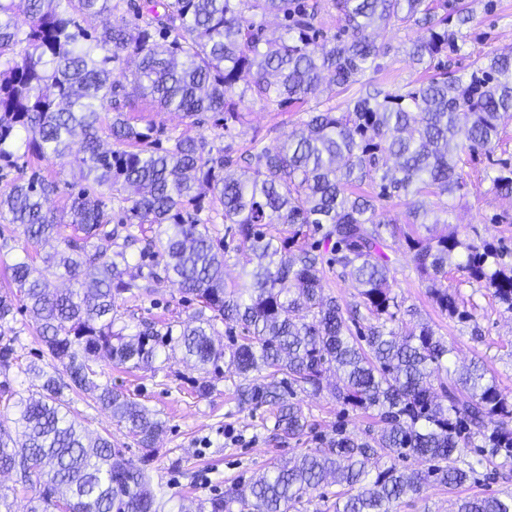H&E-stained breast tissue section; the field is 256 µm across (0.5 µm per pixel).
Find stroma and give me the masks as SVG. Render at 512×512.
Masks as SVG:
<instances>
[{"label": "stroma", "instance_id": "35a3bbf8", "mask_svg": "<svg viewBox=\"0 0 512 512\" xmlns=\"http://www.w3.org/2000/svg\"><path fill=\"white\" fill-rule=\"evenodd\" d=\"M471 19L460 28L465 43L464 52L452 63L457 73H468L472 62L492 52L512 51V0H464ZM421 34L418 27L395 25L378 39L383 53L381 69L366 73L365 81H382L387 88L397 90L414 84L421 68L407 54L411 43ZM133 123H152L167 133L214 137L209 114H202L199 123H190L181 114L155 111L150 101L139 99L126 109ZM301 114L296 109L285 112L261 102L248 105L242 125L224 136V143L235 151L244 150L250 141H258L269 149H277L285 133L295 129ZM485 157L467 165V186L451 201L448 221L461 240L494 244L503 254L504 263H512V196L498 195L490 182L484 181ZM20 172L39 171L55 183L48 205L54 210L67 209L79 190L69 171L58 164L30 158L18 161ZM395 252L390 267L389 283L393 295L408 311L403 318V330L415 325H430L445 341L452 367L463 368L471 361L482 360L495 375L499 387L512 396V312L495 299L490 290L468 282L462 272L449 269L441 283L449 292L457 293L472 315L470 322L461 323L440 311L429 296L426 285L413 270L412 253L404 238L393 244ZM153 299L128 301L122 304L123 319L129 326L143 321L182 324L191 316L193 304L182 301L177 283L161 280L154 284ZM20 336L14 347L18 368L0 373V384L27 394H38L41 377L24 373L23 368L35 363L45 365L48 357L42 343L33 333L26 312H18L13 322ZM97 368L113 387L134 394L137 400L165 421L166 429L151 449H144L128 430L113 421L90 398L64 392L63 398L75 408L87 429L100 434L118 448L124 459H148L149 472L158 495L167 498V512H178L180 504L209 498L224 492L231 485L246 487L251 477L271 462L298 456L315 447L321 434L336 423H343L347 433L364 436L377 428L375 418L360 410L343 408L329 392L311 396L298 394L297 402L304 413L313 415L316 428L301 438L287 442L273 432L274 410L239 405L233 394L231 380H219L212 394L197 397L195 383L199 371L187 362L180 351L161 350L154 369L128 371L99 359ZM512 492V465L500 467L487 463L477 482L448 489L436 483L423 486L419 496L400 500L394 512H453L456 499L473 494Z\"/></svg>", "mask_w": 512, "mask_h": 512}]
</instances>
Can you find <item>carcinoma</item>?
<instances>
[{"label":"carcinoma","instance_id":"carcinoma-1","mask_svg":"<svg viewBox=\"0 0 512 512\" xmlns=\"http://www.w3.org/2000/svg\"><path fill=\"white\" fill-rule=\"evenodd\" d=\"M19 2L24 27L15 20ZM332 6L341 35L328 45L318 42L317 3L308 0H0V180L21 151L73 158L70 173L84 183L62 212L47 206L54 182L37 172L0 187V216L27 243L57 242L38 261L26 250L16 257L0 293V371L16 362L5 326L20 307L50 357L44 368L25 369L43 378L39 397L10 393L13 424L0 422V471L35 488L27 512H163L146 470L118 458L108 438L87 435L61 395H91L151 448L165 421L102 381L95 362L105 356L151 369L167 347L202 371L197 396L211 394L228 371L238 379V403L274 407V428L285 438L313 426L296 391L319 394L329 373L337 403L371 410L382 423L360 439L338 423L318 447L256 474L249 493L230 488L181 512H231L234 503L240 512H288L329 477L342 487L334 512H393L429 481L451 490L490 457L512 463V397L484 363L451 368L448 346L429 325L396 332L386 237L400 229L392 223L383 233L377 215L382 200L407 201L414 268L442 312L472 319L438 287L451 265L512 310V267L495 261L492 245L435 231L448 223L446 199L466 187L464 155L485 157L492 189L512 195V161L493 158L512 123V54L480 58L465 76L432 67L435 57L462 49L454 30L466 22L460 0ZM268 15L282 18L277 38L266 34ZM393 22L424 31L407 55L431 75L403 92L363 85L341 112L304 110L280 149L253 145L240 171L230 147L203 135L163 141L162 129L139 127L120 109L133 92L189 119L210 113L221 139L243 122L251 100L294 107L323 83L333 95L360 83L379 68L376 38ZM245 74L251 80L240 87ZM215 214L239 236L243 265H253L241 287L224 282ZM147 225L161 252L145 247L133 264L128 249ZM277 226L286 233H272ZM315 235L333 243V263L356 284L359 301L348 316L324 293L309 243ZM84 270L95 274L89 287L52 288ZM164 277L184 301L197 302L189 320L178 330L154 322L115 328L118 301L152 296ZM224 323L242 328L227 347L213 340ZM396 456L431 466H379ZM457 512H512V494L465 497Z\"/></svg>","mask_w":512,"mask_h":512}]
</instances>
